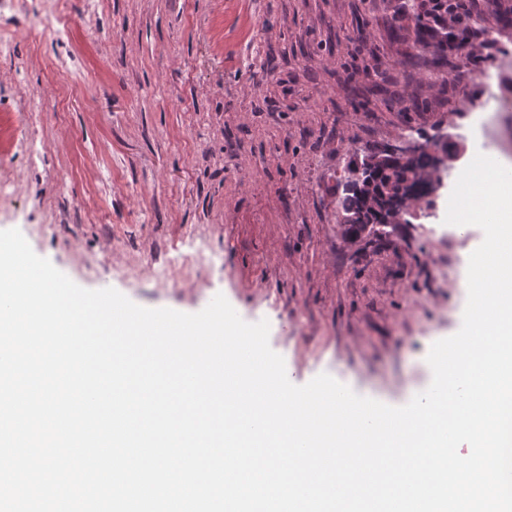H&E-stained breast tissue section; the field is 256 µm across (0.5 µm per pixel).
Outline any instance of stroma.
Segmentation results:
<instances>
[{
    "mask_svg": "<svg viewBox=\"0 0 512 512\" xmlns=\"http://www.w3.org/2000/svg\"><path fill=\"white\" fill-rule=\"evenodd\" d=\"M405 0H57L63 41L0 15V230L77 285L183 313L224 295L296 384L330 374L392 406L421 391L434 342L467 302L476 226L440 231L475 150L461 91L487 61L412 65ZM512 0H477L489 31ZM402 23L405 37L391 27ZM497 28V27H494ZM497 53L512 51L499 27ZM41 149L31 165L17 116ZM448 136V174L399 223L352 238L336 178L401 129ZM204 249L178 288L148 264Z\"/></svg>",
    "mask_w": 512,
    "mask_h": 512,
    "instance_id": "stroma-1",
    "label": "stroma"
}]
</instances>
